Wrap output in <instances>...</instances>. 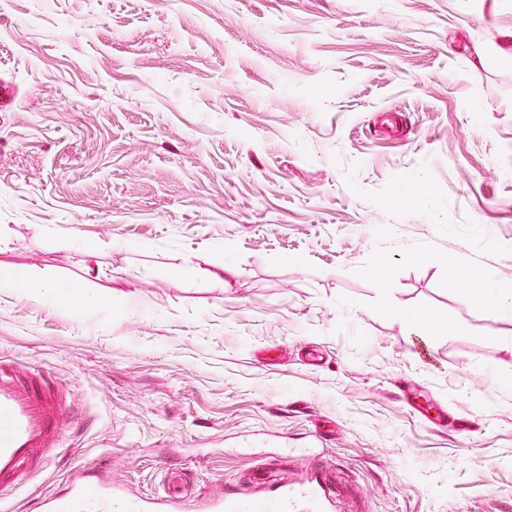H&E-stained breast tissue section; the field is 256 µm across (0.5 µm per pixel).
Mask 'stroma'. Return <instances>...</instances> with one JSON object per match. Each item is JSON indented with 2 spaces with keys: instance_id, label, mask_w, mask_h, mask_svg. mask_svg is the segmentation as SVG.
I'll return each mask as SVG.
<instances>
[{
  "instance_id": "1",
  "label": "stroma",
  "mask_w": 512,
  "mask_h": 512,
  "mask_svg": "<svg viewBox=\"0 0 512 512\" xmlns=\"http://www.w3.org/2000/svg\"><path fill=\"white\" fill-rule=\"evenodd\" d=\"M0 75V362L73 414L13 512H512V0H0ZM492 293L498 296L497 312L504 316L512 315V294L502 295L496 288L494 276L490 272H486L480 279L474 282L473 288L470 289L469 297L479 302L488 298ZM76 472L68 484L39 503L40 512H184V501L174 496L134 497L129 492L99 480L88 481ZM258 490L238 496H211L202 504L203 512H329L336 491L316 473L305 483L290 485L258 478Z\"/></svg>"
}]
</instances>
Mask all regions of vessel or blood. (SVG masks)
I'll return each instance as SVG.
<instances>
[{"instance_id": "1", "label": "vessel or blood", "mask_w": 512, "mask_h": 512, "mask_svg": "<svg viewBox=\"0 0 512 512\" xmlns=\"http://www.w3.org/2000/svg\"><path fill=\"white\" fill-rule=\"evenodd\" d=\"M72 423L64 388L45 371L23 374L0 367V496L23 482L34 460H46ZM253 493L212 496L202 512H329L336 498L322 475L299 485L261 477ZM40 512H185L182 498H140L78 472Z\"/></svg>"}]
</instances>
